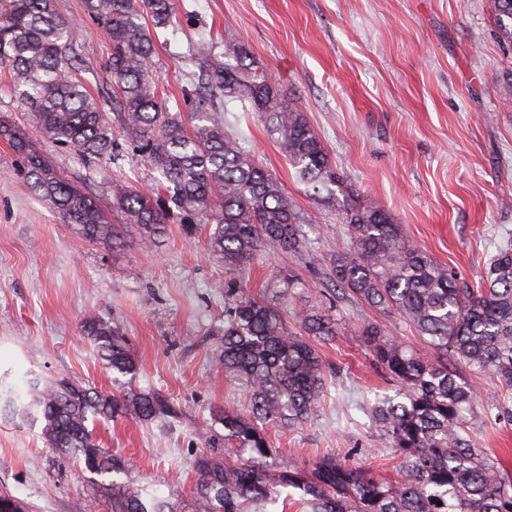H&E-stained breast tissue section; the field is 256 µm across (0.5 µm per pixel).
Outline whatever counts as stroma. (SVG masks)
<instances>
[{"mask_svg": "<svg viewBox=\"0 0 512 512\" xmlns=\"http://www.w3.org/2000/svg\"><path fill=\"white\" fill-rule=\"evenodd\" d=\"M80 19L78 77L104 110L112 108L108 48L84 0H56ZM223 37L245 45L256 66L304 112L344 191L381 203L392 223L437 261L479 282L489 259L512 240V45L495 23L494 0H180L177 22L155 36L152 77L172 98L193 82L189 43ZM245 150L282 184L304 212V256L268 250L235 270L207 248L209 225L187 233L172 224L162 241L142 247L139 229L112 202V181L144 188L155 174L133 153L88 159L52 143L0 72V120L22 129L69 181L90 194L112 239L90 241L27 187L21 161L0 138V496L25 512H112L100 476L49 448L42 424L24 418L4 395L59 376L102 391L156 394L167 406L151 421L95 422L102 447L129 466L128 478L161 495L194 499L195 458L207 438L223 441L221 410L244 414V385L215 366L224 346V283L255 298L293 270L301 288L279 307L286 318L332 307L340 329L319 343L327 389L318 417L269 429L276 455L269 469L306 468L333 456L393 478L398 459L367 406L394 391L361 331L380 324L412 347L420 339L403 319L350 295H329L332 256L349 244L341 209L314 200L258 117L226 105ZM120 326L137 361L135 376L114 378L83 323ZM473 434L512 471V393L486 374Z\"/></svg>", "mask_w": 512, "mask_h": 512, "instance_id": "1", "label": "stroma"}]
</instances>
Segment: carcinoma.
Instances as JSON below:
<instances>
[{
	"instance_id": "1",
	"label": "carcinoma",
	"mask_w": 512,
	"mask_h": 512,
	"mask_svg": "<svg viewBox=\"0 0 512 512\" xmlns=\"http://www.w3.org/2000/svg\"><path fill=\"white\" fill-rule=\"evenodd\" d=\"M495 4L496 25L512 43V0ZM85 7L108 39L118 126L77 78V24L56 11L54 0H0V67L52 142L98 159H115L127 146L161 175L151 189L125 180L112 184L113 205L138 226L140 245L155 244L167 224L177 222L190 234L198 224L211 225L208 247L227 270L262 249L302 254L304 213L224 129L220 109L226 100L249 103L306 191L333 202L343 179L278 83L254 65L245 47L199 42L189 53L199 70L198 89L182 91L188 111L172 112L152 79L146 18L156 28L174 25L175 0H85ZM0 137L21 158L28 188L65 223L89 239L115 237L96 202L63 179L23 132L0 122ZM341 207L350 247L333 258V292L404 319L428 349H409L378 325L361 332L375 364L395 382V394L376 398L369 409L399 459V476L390 480L333 457L308 469H267L275 449L266 427L304 426L318 416L326 375L313 339L336 335L339 319L330 310L304 309L292 325L276 304L229 286L218 364L245 382L249 414L224 412V440L233 444L224 454L249 458L230 464L205 452L197 456L196 512H269L278 502L301 512H512V475L477 448L468 429L480 392L452 370L461 364L512 389V245L499 249L475 287L405 236L377 203L351 193ZM83 328L112 372H136L118 327L90 318ZM9 404L42 419L50 447L107 478L103 489L112 493L113 512H177L171 498L123 480L128 465L101 447L88 425L91 417L153 419L163 413L154 396L94 391L61 377L33 385L29 402L17 394Z\"/></svg>"
}]
</instances>
